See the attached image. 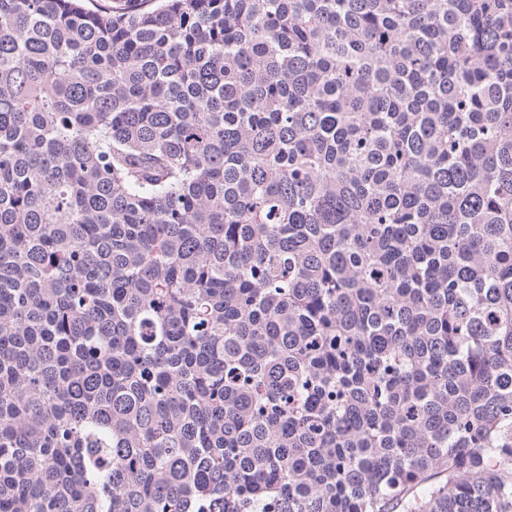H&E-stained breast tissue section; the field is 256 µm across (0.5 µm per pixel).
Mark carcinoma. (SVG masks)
<instances>
[{
	"mask_svg": "<svg viewBox=\"0 0 512 512\" xmlns=\"http://www.w3.org/2000/svg\"><path fill=\"white\" fill-rule=\"evenodd\" d=\"M0 512H512V0H0Z\"/></svg>",
	"mask_w": 512,
	"mask_h": 512,
	"instance_id": "carcinoma-1",
	"label": "carcinoma"
}]
</instances>
